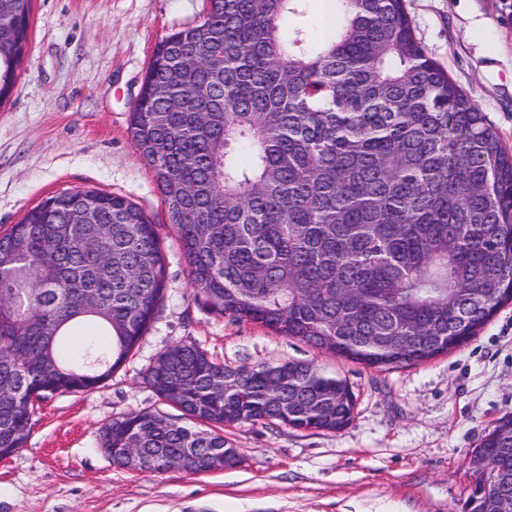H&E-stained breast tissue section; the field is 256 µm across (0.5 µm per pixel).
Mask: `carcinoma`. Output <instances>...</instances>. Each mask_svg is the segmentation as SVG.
I'll list each match as a JSON object with an SVG mask.
<instances>
[{"label":"carcinoma","instance_id":"1","mask_svg":"<svg viewBox=\"0 0 512 512\" xmlns=\"http://www.w3.org/2000/svg\"><path fill=\"white\" fill-rule=\"evenodd\" d=\"M303 2L213 0L163 40L133 140L211 313L372 367L426 362L512 301V152L428 55L405 0H336L314 42ZM32 10L0 0V101ZM161 229L126 197L83 190L0 234L1 457L26 447L36 401L102 386L137 348L165 299ZM85 326L97 333L76 350ZM146 381L181 417L131 410L101 448L154 474L233 467L226 427L336 431L355 407L314 364L230 367L191 341ZM473 465L467 512H512V415Z\"/></svg>","mask_w":512,"mask_h":512}]
</instances>
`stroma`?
Masks as SVG:
<instances>
[{
  "instance_id": "35a3bbf8",
  "label": "stroma",
  "mask_w": 512,
  "mask_h": 512,
  "mask_svg": "<svg viewBox=\"0 0 512 512\" xmlns=\"http://www.w3.org/2000/svg\"><path fill=\"white\" fill-rule=\"evenodd\" d=\"M405 5L425 50L512 149V0ZM204 13L205 0L33 2L17 83L0 101V232L61 192L125 196L163 227L166 299L104 387L35 404L26 447L0 460V512H465L475 449L512 415V303L460 348L383 371L209 313L130 130L156 45L200 25ZM183 340L231 366L315 364L347 381L353 417L335 432L225 429L241 458L233 468L150 474L114 466L99 447L104 423L135 409L177 417L143 377Z\"/></svg>"
}]
</instances>
